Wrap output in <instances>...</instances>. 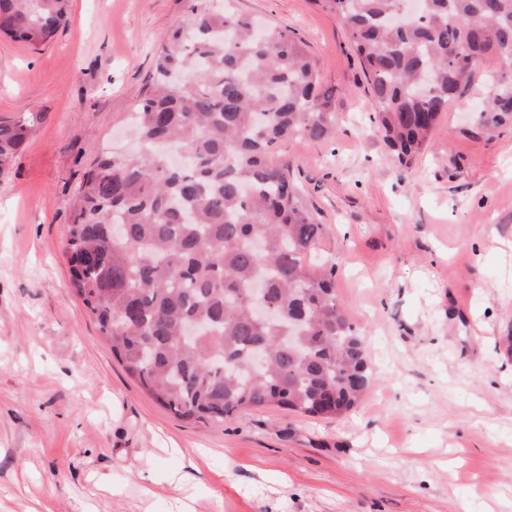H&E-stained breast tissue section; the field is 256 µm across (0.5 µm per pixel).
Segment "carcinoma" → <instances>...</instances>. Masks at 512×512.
Wrapping results in <instances>:
<instances>
[{
	"mask_svg": "<svg viewBox=\"0 0 512 512\" xmlns=\"http://www.w3.org/2000/svg\"><path fill=\"white\" fill-rule=\"evenodd\" d=\"M70 2L0 0V33L35 49L66 24ZM326 2L362 66L372 123L404 166L484 59H512V0H419L401 26L390 23L401 0ZM487 83L478 124L512 125V71ZM338 94L289 32L261 33L231 0L195 4L133 112L141 151L100 156L79 185L68 287L126 372L181 418L269 405L338 418L371 384L366 336L336 295V263L320 254L323 225L280 150L329 138ZM39 121L0 120V178ZM258 281L275 312L265 320L251 314ZM188 323L204 330L187 339Z\"/></svg>",
	"mask_w": 512,
	"mask_h": 512,
	"instance_id": "cac0c4a2",
	"label": "carcinoma"
}]
</instances>
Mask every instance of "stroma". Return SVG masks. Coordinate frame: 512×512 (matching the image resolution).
Masks as SVG:
<instances>
[{
    "instance_id": "1",
    "label": "stroma",
    "mask_w": 512,
    "mask_h": 512,
    "mask_svg": "<svg viewBox=\"0 0 512 512\" xmlns=\"http://www.w3.org/2000/svg\"><path fill=\"white\" fill-rule=\"evenodd\" d=\"M190 5L72 0L46 44L0 37V119L41 117L0 182V512H512V128L468 110L499 61L406 168L324 0H234L342 89L335 135L282 152L367 335L373 381L348 415L182 419L68 288L77 189L102 150L136 152L135 101Z\"/></svg>"
}]
</instances>
